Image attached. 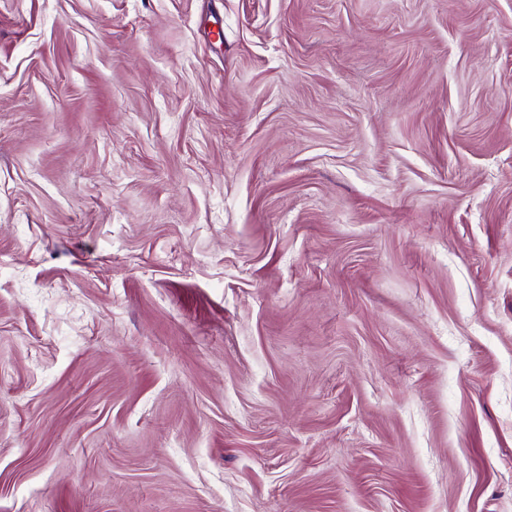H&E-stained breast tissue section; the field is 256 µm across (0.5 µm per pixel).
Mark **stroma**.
Instances as JSON below:
<instances>
[{
    "label": "stroma",
    "instance_id": "stroma-1",
    "mask_svg": "<svg viewBox=\"0 0 512 512\" xmlns=\"http://www.w3.org/2000/svg\"><path fill=\"white\" fill-rule=\"evenodd\" d=\"M0 512H512V0H0Z\"/></svg>",
    "mask_w": 512,
    "mask_h": 512
}]
</instances>
